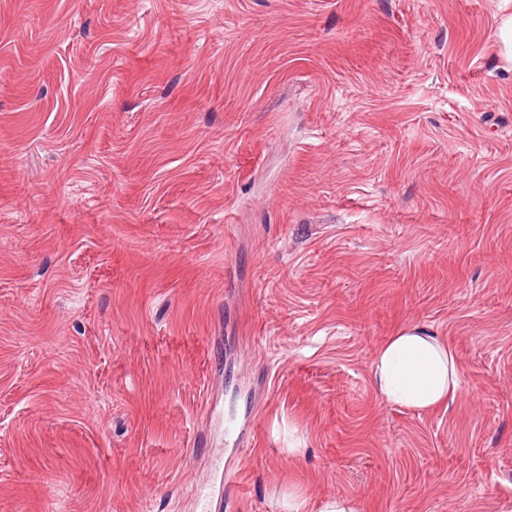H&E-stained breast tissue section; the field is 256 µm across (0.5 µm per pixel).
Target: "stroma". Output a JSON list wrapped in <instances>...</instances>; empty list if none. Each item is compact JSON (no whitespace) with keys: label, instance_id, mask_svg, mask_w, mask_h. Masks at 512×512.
<instances>
[{"label":"stroma","instance_id":"35a3bbf8","mask_svg":"<svg viewBox=\"0 0 512 512\" xmlns=\"http://www.w3.org/2000/svg\"><path fill=\"white\" fill-rule=\"evenodd\" d=\"M506 13L0 0V512H512ZM496 45L499 53L508 61L512 60V15L504 16L496 28ZM373 383L389 401L418 410L437 408L457 391L455 361L424 328L396 332L376 351ZM307 508L308 506L304 501L292 499L288 502V510L290 512H362L358 501L341 497L321 500L312 505L311 510L307 511Z\"/></svg>","mask_w":512,"mask_h":512}]
</instances>
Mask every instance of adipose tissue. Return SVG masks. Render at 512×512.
I'll return each instance as SVG.
<instances>
[{
    "label": "adipose tissue",
    "instance_id": "ef3b65f1",
    "mask_svg": "<svg viewBox=\"0 0 512 512\" xmlns=\"http://www.w3.org/2000/svg\"><path fill=\"white\" fill-rule=\"evenodd\" d=\"M373 383L389 401L418 410L447 403L458 387L452 353L420 327L396 332L377 350Z\"/></svg>",
    "mask_w": 512,
    "mask_h": 512
}]
</instances>
